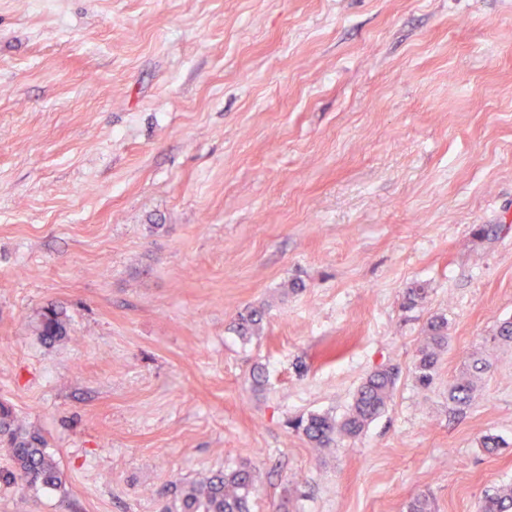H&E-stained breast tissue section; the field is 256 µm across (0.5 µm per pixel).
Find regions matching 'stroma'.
Returning <instances> with one entry per match:
<instances>
[{
  "instance_id": "obj_1",
  "label": "stroma",
  "mask_w": 512,
  "mask_h": 512,
  "mask_svg": "<svg viewBox=\"0 0 512 512\" xmlns=\"http://www.w3.org/2000/svg\"><path fill=\"white\" fill-rule=\"evenodd\" d=\"M507 319L512 0H0V404L65 479L15 483L0 439V512H164L243 462L253 512H478L512 487ZM386 365L360 437L290 427ZM38 334L45 343H54L67 336V322L62 310L45 307L39 314ZM266 316L264 306H248L236 314L234 330L243 339H250L259 334ZM424 343L416 351L415 381L428 388L434 380L439 353L448 344V320L434 316L424 326ZM487 369V363L483 358L473 356L467 372L448 384V401L454 404L458 410L468 407L473 397L476 381Z\"/></svg>"
}]
</instances>
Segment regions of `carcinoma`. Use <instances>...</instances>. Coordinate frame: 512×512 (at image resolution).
Here are the masks:
<instances>
[{
  "instance_id": "obj_1",
  "label": "carcinoma",
  "mask_w": 512,
  "mask_h": 512,
  "mask_svg": "<svg viewBox=\"0 0 512 512\" xmlns=\"http://www.w3.org/2000/svg\"><path fill=\"white\" fill-rule=\"evenodd\" d=\"M265 316V307L248 306L236 314L234 330L248 340L259 334ZM423 332L425 339L416 351L414 374L415 381L427 388L433 383L439 353L448 344V320L434 316L427 321ZM38 335L46 343H54L67 336L64 312L52 306L43 308L39 317ZM487 369L484 359L472 357L467 372L448 384V401L459 410L468 407L476 381ZM398 376L399 370L396 367L377 369L359 386L342 418L310 413L299 419L295 427L316 448H329L341 439L356 438L387 411ZM0 433L9 437L15 482L53 491L63 486V472L43 448L40 438L34 434L18 432L14 428L11 412L3 405L0 406ZM255 480V470L248 464L224 471L217 470L199 481L181 486L174 499L175 512H251ZM511 509L512 487H502L485 495L479 512H509Z\"/></svg>"
}]
</instances>
